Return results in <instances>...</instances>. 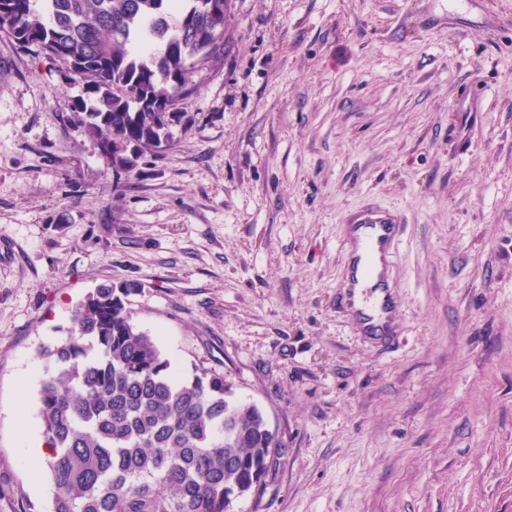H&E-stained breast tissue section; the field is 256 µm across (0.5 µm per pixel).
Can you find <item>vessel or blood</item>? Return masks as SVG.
Wrapping results in <instances>:
<instances>
[{"instance_id":"b4317fda","label":"vessel or blood","mask_w":512,"mask_h":512,"mask_svg":"<svg viewBox=\"0 0 512 512\" xmlns=\"http://www.w3.org/2000/svg\"><path fill=\"white\" fill-rule=\"evenodd\" d=\"M344 248L350 252L338 307L351 312L357 330L366 336L392 335L398 300L395 292L397 257L403 218L394 211L365 206L347 218Z\"/></svg>"}]
</instances>
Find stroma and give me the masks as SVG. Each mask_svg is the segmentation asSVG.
Returning a JSON list of instances; mask_svg holds the SVG:
<instances>
[{
  "mask_svg": "<svg viewBox=\"0 0 512 512\" xmlns=\"http://www.w3.org/2000/svg\"><path fill=\"white\" fill-rule=\"evenodd\" d=\"M159 160L114 182L80 85L0 40V512L51 506L48 362L88 293L283 445L235 512H512V0H234ZM479 111L455 105L465 86ZM402 211L397 336L336 307L344 213Z\"/></svg>",
  "mask_w": 512,
  "mask_h": 512,
  "instance_id": "obj_1",
  "label": "stroma"
}]
</instances>
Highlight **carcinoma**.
I'll return each mask as SVG.
<instances>
[{
    "instance_id": "1",
    "label": "carcinoma",
    "mask_w": 512,
    "mask_h": 512,
    "mask_svg": "<svg viewBox=\"0 0 512 512\" xmlns=\"http://www.w3.org/2000/svg\"><path fill=\"white\" fill-rule=\"evenodd\" d=\"M233 0H0V39L60 64L76 117L120 175L168 149L194 77L224 65ZM160 42L164 52L152 45ZM137 285L102 286L43 355L38 415L50 512H233L281 444L254 404L206 369L187 381L134 323Z\"/></svg>"
}]
</instances>
